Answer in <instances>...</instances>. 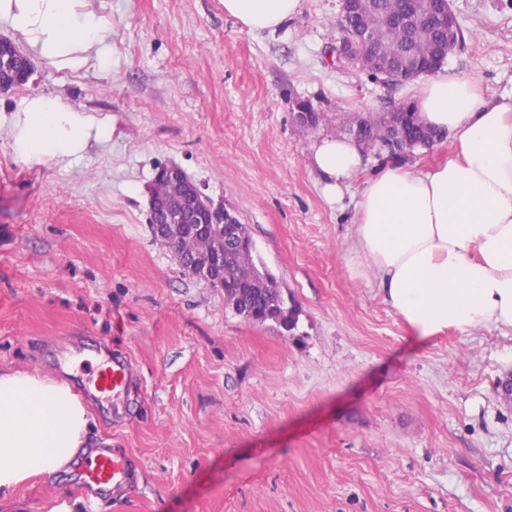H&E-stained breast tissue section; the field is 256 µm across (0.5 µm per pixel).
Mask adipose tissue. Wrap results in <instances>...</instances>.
Wrapping results in <instances>:
<instances>
[{
  "instance_id": "1",
  "label": "adipose tissue",
  "mask_w": 512,
  "mask_h": 512,
  "mask_svg": "<svg viewBox=\"0 0 512 512\" xmlns=\"http://www.w3.org/2000/svg\"><path fill=\"white\" fill-rule=\"evenodd\" d=\"M301 0H224L250 31H273ZM0 23L38 58L74 68L103 57L110 28L81 0H0ZM426 125L450 134L455 154L411 171L387 165L356 203L352 276L377 288L412 334L512 330V96L486 97L474 77L439 73L416 92ZM21 159L39 166L80 158L111 127L69 103L33 97L9 121ZM362 148L326 137L311 163L340 199L361 170ZM91 418L66 381L40 371L0 372V501L35 476H53L86 446Z\"/></svg>"
}]
</instances>
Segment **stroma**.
Returning a JSON list of instances; mask_svg holds the SVG:
<instances>
[{"instance_id": "1", "label": "stroma", "mask_w": 512, "mask_h": 512, "mask_svg": "<svg viewBox=\"0 0 512 512\" xmlns=\"http://www.w3.org/2000/svg\"><path fill=\"white\" fill-rule=\"evenodd\" d=\"M112 28L99 60L32 58L0 114L32 96L111 122L82 158L38 167L0 129V370L54 373L83 393L93 445L138 477L109 499L76 473L27 481L0 512H512V332L413 338L377 289L350 276L355 202L388 154L328 201L312 145L351 113L412 100L339 64V0H302L276 31L243 29L223 0H90ZM461 38L443 69L512 93V0H453ZM308 102L318 124L296 128ZM181 167L230 204L295 307V330L231 312L154 239L148 188ZM126 353L138 386L88 393Z\"/></svg>"}]
</instances>
